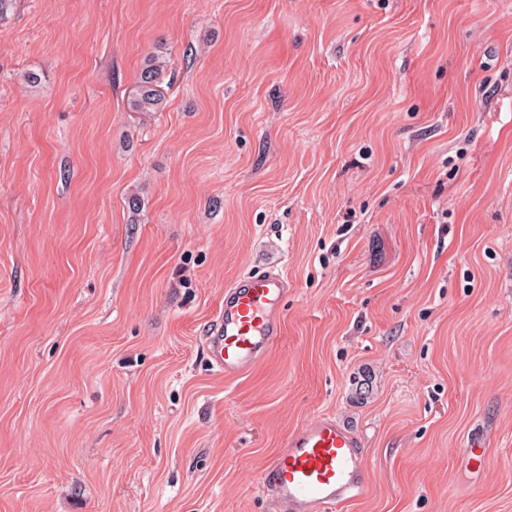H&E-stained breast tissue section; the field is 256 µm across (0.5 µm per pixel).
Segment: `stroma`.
Here are the masks:
<instances>
[{
  "mask_svg": "<svg viewBox=\"0 0 512 512\" xmlns=\"http://www.w3.org/2000/svg\"><path fill=\"white\" fill-rule=\"evenodd\" d=\"M268 268L226 377L202 335ZM323 414L368 463L337 512H512V0H14L0 512H278ZM149 59V64L144 67L138 80L137 96L133 100V107L142 112L153 111L161 100L159 90L161 65ZM288 280L278 271L248 274L224 290V306L207 331L213 368L225 376L251 372L282 334Z\"/></svg>",
  "mask_w": 512,
  "mask_h": 512,
  "instance_id": "stroma-1",
  "label": "stroma"
}]
</instances>
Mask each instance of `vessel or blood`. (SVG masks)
<instances>
[{
    "label": "vessel or blood",
    "instance_id": "1",
    "mask_svg": "<svg viewBox=\"0 0 512 512\" xmlns=\"http://www.w3.org/2000/svg\"><path fill=\"white\" fill-rule=\"evenodd\" d=\"M287 293V279L275 270L225 289L205 338L213 368L241 376L269 356L282 334ZM367 470L361 438L323 415L285 438L259 484L281 512H335L365 492Z\"/></svg>",
    "mask_w": 512,
    "mask_h": 512
}]
</instances>
